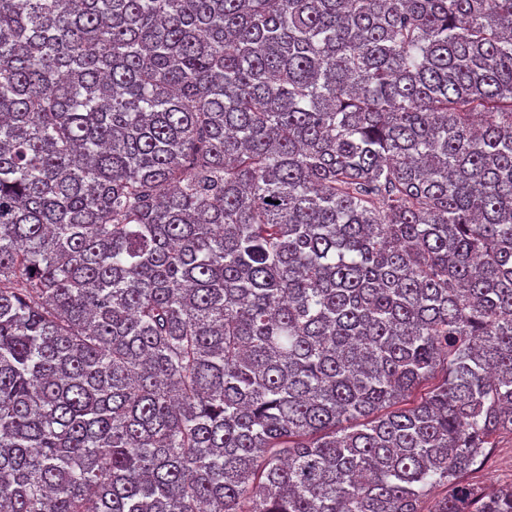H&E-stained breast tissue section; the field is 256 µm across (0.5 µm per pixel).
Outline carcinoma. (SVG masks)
I'll return each mask as SVG.
<instances>
[{"label":"carcinoma","instance_id":"1","mask_svg":"<svg viewBox=\"0 0 512 512\" xmlns=\"http://www.w3.org/2000/svg\"><path fill=\"white\" fill-rule=\"evenodd\" d=\"M504 431L512 0H0V512H512ZM511 438L510 434L496 437L495 444L499 448H492L491 462L483 468L462 475L459 480L484 487L512 483Z\"/></svg>","mask_w":512,"mask_h":512}]
</instances>
